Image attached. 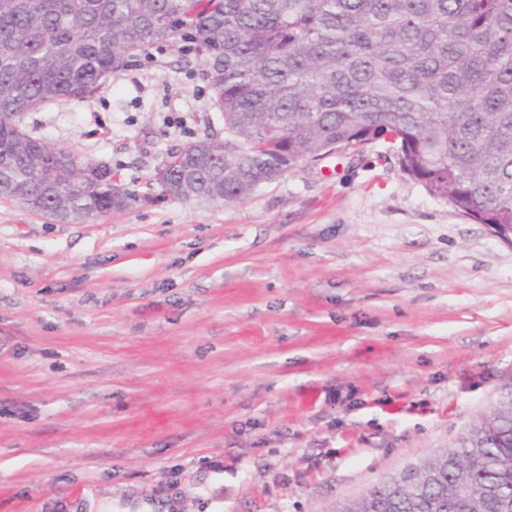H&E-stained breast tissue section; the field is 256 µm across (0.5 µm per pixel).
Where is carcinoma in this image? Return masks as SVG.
Wrapping results in <instances>:
<instances>
[{
    "label": "carcinoma",
    "mask_w": 512,
    "mask_h": 512,
    "mask_svg": "<svg viewBox=\"0 0 512 512\" xmlns=\"http://www.w3.org/2000/svg\"><path fill=\"white\" fill-rule=\"evenodd\" d=\"M193 54L224 120L167 153L163 195L242 201L290 169L382 140L401 171L479 224L512 225V0H0V196L64 220L124 210L107 166L30 136L21 117L88 100L153 48ZM370 487L391 512H502L512 397L458 446Z\"/></svg>",
    "instance_id": "obj_1"
}]
</instances>
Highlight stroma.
Returning a JSON list of instances; mask_svg holds the SVG:
<instances>
[{"instance_id": "1", "label": "stroma", "mask_w": 512, "mask_h": 512, "mask_svg": "<svg viewBox=\"0 0 512 512\" xmlns=\"http://www.w3.org/2000/svg\"><path fill=\"white\" fill-rule=\"evenodd\" d=\"M199 69L157 49L22 118L137 201L0 198V512H334L512 393V246L386 144L163 195L166 154L224 133Z\"/></svg>"}]
</instances>
